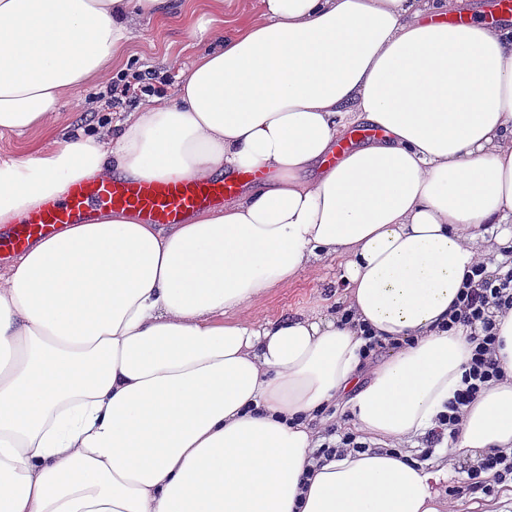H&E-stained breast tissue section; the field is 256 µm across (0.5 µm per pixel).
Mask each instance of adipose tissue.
Listing matches in <instances>:
<instances>
[{
  "label": "adipose tissue",
  "mask_w": 512,
  "mask_h": 512,
  "mask_svg": "<svg viewBox=\"0 0 512 512\" xmlns=\"http://www.w3.org/2000/svg\"><path fill=\"white\" fill-rule=\"evenodd\" d=\"M178 0H0V224L93 177L258 174L181 224L103 211L0 271V512H446L452 462L512 451L503 380L434 458L470 328L448 311L512 248V24L494 0H262L217 27L164 102L70 131L58 103L109 82L141 17ZM378 139L327 158L352 127ZM338 260L334 300L225 323ZM388 355L367 362L366 336ZM370 451L314 459L328 410ZM50 144L51 138L46 132L33 131L22 137L5 132L0 134V159L26 157L32 150L46 149Z\"/></svg>",
  "instance_id": "obj_1"
}]
</instances>
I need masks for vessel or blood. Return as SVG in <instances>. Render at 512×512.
<instances>
[{"label": "vessel or blood", "mask_w": 512, "mask_h": 512, "mask_svg": "<svg viewBox=\"0 0 512 512\" xmlns=\"http://www.w3.org/2000/svg\"><path fill=\"white\" fill-rule=\"evenodd\" d=\"M240 176L198 180L132 181L121 177L73 184L63 198L48 201L0 232V257L22 252L31 240L51 235L59 225L80 224L98 210H125L147 224H179L195 211L234 196Z\"/></svg>", "instance_id": "vessel-or-blood-1"}]
</instances>
